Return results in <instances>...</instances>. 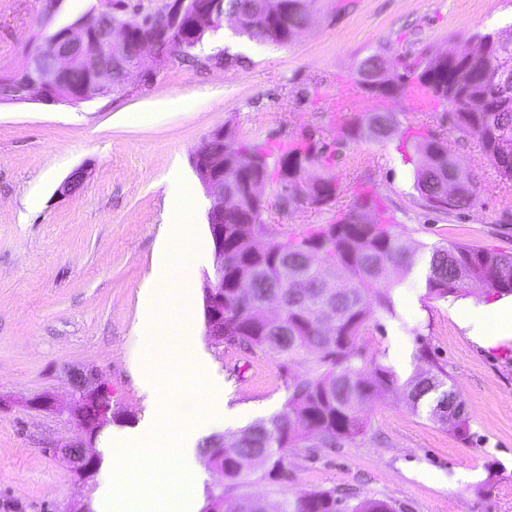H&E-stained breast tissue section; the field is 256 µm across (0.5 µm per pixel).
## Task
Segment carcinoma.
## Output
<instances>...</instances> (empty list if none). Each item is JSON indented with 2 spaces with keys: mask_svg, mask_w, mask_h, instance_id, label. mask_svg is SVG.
Returning a JSON list of instances; mask_svg holds the SVG:
<instances>
[{
  "mask_svg": "<svg viewBox=\"0 0 512 512\" xmlns=\"http://www.w3.org/2000/svg\"><path fill=\"white\" fill-rule=\"evenodd\" d=\"M232 28L252 38L277 44L290 42L306 24L311 0H223ZM512 48L492 45L482 57L457 64L439 56L428 59L417 81L452 108L456 127L477 139L501 179L512 181V152L497 142L512 136V93L500 95L497 76ZM404 80L380 55L363 60L356 84L374 97L385 98ZM396 126L391 112H364L336 129L333 144L343 147L366 135L384 139ZM329 144L312 137L272 157L261 145L224 133L212 151L224 156V342L260 351L291 370L284 407L229 437L211 440L204 448L208 465L224 479L211 495L209 512H269L259 498L229 504L228 492L249 476L253 456L265 455L283 472L290 448H334L364 434L370 423L369 401L375 393L397 385L393 369L366 359L358 342L371 323L393 311L390 271L408 270L414 251L376 224L368 212L377 208L369 196L333 224H322L301 236H286L263 220V201L254 197L253 180L275 182L281 192L299 171H319L304 202L323 205L338 192L329 170ZM422 154L415 170V189L435 210H454L468 203L472 191L449 202L442 196L448 175L467 179L442 141L425 138L416 144ZM336 269L323 276L320 266ZM429 293L441 298L481 285L500 294L512 293V255L480 247L450 244L432 251ZM279 302L272 320L266 313ZM448 374L428 369L405 383L407 404L433 395L432 419L468 430L462 402L447 388ZM274 512H400L389 501L365 498L356 504L333 490H314L284 497Z\"/></svg>",
  "mask_w": 512,
  "mask_h": 512,
  "instance_id": "carcinoma-1",
  "label": "carcinoma"
}]
</instances>
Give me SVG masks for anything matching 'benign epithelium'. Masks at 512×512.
<instances>
[{"mask_svg": "<svg viewBox=\"0 0 512 512\" xmlns=\"http://www.w3.org/2000/svg\"><path fill=\"white\" fill-rule=\"evenodd\" d=\"M112 0H99V6L73 23L57 28L44 43L24 61L29 78L7 91L5 98L23 102L38 95L47 103L76 104L94 95H107L126 90L129 77L143 70L146 50L162 66L172 59L171 49L191 47L205 32L224 26L222 0H169L160 9L161 20L144 34L134 38L131 27L115 19L102 28L98 21L114 16ZM77 76L90 84L78 86ZM194 167L206 194L212 199L208 225L215 248L214 272L203 282L206 335L216 345L224 344V161L213 156L211 149H201ZM84 180V171L74 170L59 186L58 193H74ZM35 409L53 410L66 416L85 432L87 438L52 449L67 457L79 481L86 484L96 477L98 456L88 451L87 441L112 423L115 412L107 388L98 382L92 368L80 370L72 383L69 399L57 403L46 394L29 401Z\"/></svg>", "mask_w": 512, "mask_h": 512, "instance_id": "benign-epithelium-1", "label": "benign epithelium"}]
</instances>
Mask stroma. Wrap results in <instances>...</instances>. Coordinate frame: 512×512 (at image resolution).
I'll return each instance as SVG.
<instances>
[{
	"mask_svg": "<svg viewBox=\"0 0 512 512\" xmlns=\"http://www.w3.org/2000/svg\"><path fill=\"white\" fill-rule=\"evenodd\" d=\"M0 0V73L20 69L29 37L45 15L71 23L97 0ZM512 33V0H313L307 24L288 44L219 30L190 55H175L148 83L75 105L40 99L0 102V512H94L98 485L112 478L104 434L91 446L101 457L92 486L79 484L69 461L51 448L78 441L76 424L28 402L47 393L66 401L71 375L94 367L112 395L125 430L149 412L136 375L155 346L168 360L194 344L209 358L229 406L241 407L236 427L279 412L288 375L270 356L234 345L215 347L205 335L202 283L215 252L207 215L212 200L193 166L217 129L259 138L279 152L308 133L333 135L352 114L394 113L398 128L382 141L347 144L334 160L340 189L323 207L282 208L265 186L266 223L301 235L370 196L374 219L392 224L415 247L409 271H394L393 313L361 342L366 356L393 366L406 382L426 364L443 368L459 395L469 430L459 435L433 420L427 404L410 408L398 389L375 396L367 432L337 448H292L280 475L255 462L233 498L259 497L277 506L286 495L333 489L358 499L398 504L402 512H512V339L485 347L468 336L453 311L496 300L492 291L431 297L434 248L451 243L512 255V182L500 179L479 142L454 126L447 104L413 111L405 89L385 98L362 96L353 112L333 103L361 61L381 54L414 76L428 57L475 47V35ZM181 108H170L172 100ZM163 101L149 123L125 125L123 113ZM447 142L473 187L471 205L440 212L414 187L418 137ZM84 170L81 188L58 194ZM184 174L196 205L200 261L188 281L163 284L146 310L142 289L151 272L162 224L164 191ZM429 362H421L420 351Z\"/></svg>",
	"mask_w": 512,
	"mask_h": 512,
	"instance_id": "obj_1",
	"label": "stroma"
}]
</instances>
